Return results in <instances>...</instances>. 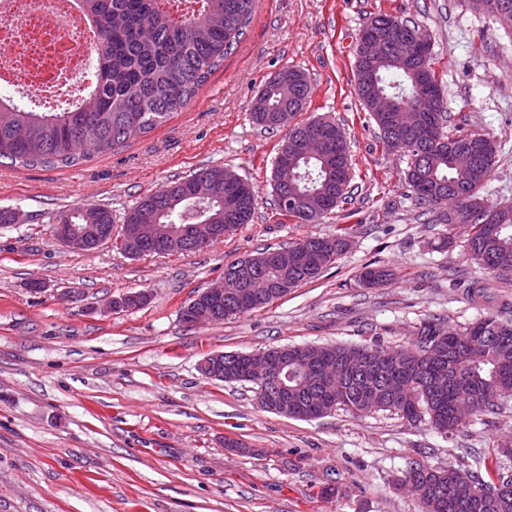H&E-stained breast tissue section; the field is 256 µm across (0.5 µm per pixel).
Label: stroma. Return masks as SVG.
<instances>
[{"label": "stroma", "instance_id": "1", "mask_svg": "<svg viewBox=\"0 0 512 512\" xmlns=\"http://www.w3.org/2000/svg\"><path fill=\"white\" fill-rule=\"evenodd\" d=\"M379 14L430 36L447 131L495 142L483 193L512 205V28L469 0H257L238 46L167 122L74 167L0 164V208L24 215L0 227V512H424L397 485L411 462L472 465L512 435V407L449 437L384 411L293 419L261 409L250 384L200 372L216 353L394 347L429 318L466 325L484 314L466 297L473 280L491 301L512 298V281L469 258L468 226L414 205L406 157L384 149L357 94L356 39ZM287 65L311 84L299 119H333L351 146L354 194L317 224L277 214L273 164L286 132L250 118ZM213 166L248 181L258 205L250 224L201 251L133 258L109 245L73 250L55 235L60 211L101 204L119 224L144 195ZM339 229L350 245L313 281L236 319L182 322L226 265ZM371 263L391 279L362 286ZM141 290L149 299L138 309L107 311ZM228 438L243 450L225 448ZM328 485L334 495L322 496Z\"/></svg>", "mask_w": 512, "mask_h": 512}]
</instances>
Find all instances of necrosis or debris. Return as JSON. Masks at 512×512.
I'll list each match as a JSON object with an SVG mask.
<instances>
[{"label": "necrosis or debris", "instance_id": "4bbe7bcc", "mask_svg": "<svg viewBox=\"0 0 512 512\" xmlns=\"http://www.w3.org/2000/svg\"><path fill=\"white\" fill-rule=\"evenodd\" d=\"M75 0H0V81L44 102L69 104L73 75L93 51Z\"/></svg>", "mask_w": 512, "mask_h": 512}]
</instances>
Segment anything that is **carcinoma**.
<instances>
[{"mask_svg":"<svg viewBox=\"0 0 512 512\" xmlns=\"http://www.w3.org/2000/svg\"><path fill=\"white\" fill-rule=\"evenodd\" d=\"M512 0H472L476 8L495 16L512 28V7L499 3ZM92 22L95 79L91 91L68 111H36L0 96V161L18 167H72L92 153L112 152L186 108L224 57L245 34L256 0H80ZM373 83L368 94H359L364 106L368 97L392 100L399 110L424 109L423 116L435 129L439 141L406 143L387 126L384 113L375 123L384 148L408 157L404 180L416 205L438 216L441 224L452 223L448 202L461 196L480 197L496 162V148L480 156L474 167L463 170L454 152L469 145L478 148L482 136L450 135L445 131L451 118L443 93L429 86L440 83L432 62L424 64L387 55L372 65ZM311 87L304 71L285 66L258 93L250 117L264 130H277L279 114L290 116L303 110ZM332 148L319 157L288 162L285 181L274 183L276 210L301 224L316 223L340 207L351 188V154L345 131L327 122ZM258 202L253 186L243 181L224 184V167L215 166L179 179L143 197L125 214V224H216L222 235H230L250 223ZM58 224H110L112 212L102 205L64 210ZM471 234L467 253L481 268L500 275L504 265L512 267V206L505 205L489 224L476 214L468 223ZM317 247L321 253L308 268L288 272L274 266L263 269L269 286L252 292L246 284L229 282L224 303L214 304L197 294L183 306L181 316L191 310L212 315L218 323L261 310L283 298L288 291L318 277L345 251L346 239L310 236L290 244L300 249ZM489 341L484 359L468 364V337ZM437 345L439 358L425 356L426 346ZM384 360L383 368L400 374L401 387L385 411L410 422L428 419L441 434L460 429L454 406L460 400L456 383H467L475 395L473 416L490 422L507 408L502 393L512 392V321L488 311L462 328H453L439 318L426 319L405 345H363ZM292 398L296 405H311L315 417L337 409L355 415L367 412L362 397L380 377L369 361L346 374L344 385L333 399L305 362L291 365ZM499 447L489 448L483 464L487 477L460 462L455 469L470 481V492L488 495L497 491L512 470L504 464ZM411 479L422 497L437 492L434 508L426 512H471L461 507L465 492L448 486V471L420 462L412 463L403 479Z\"/></svg>","mask_w":512,"mask_h":512,"instance_id":"1","label":"carcinoma"}]
</instances>
